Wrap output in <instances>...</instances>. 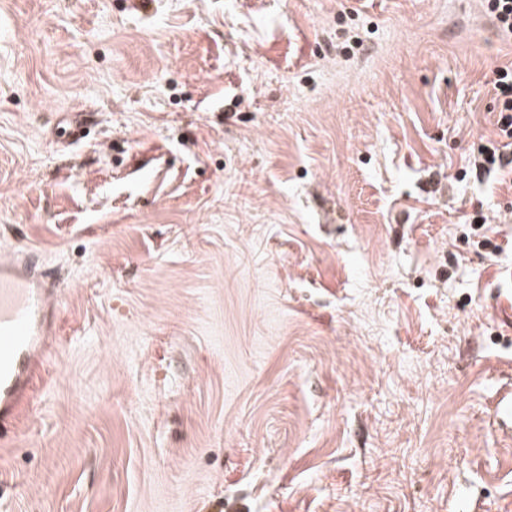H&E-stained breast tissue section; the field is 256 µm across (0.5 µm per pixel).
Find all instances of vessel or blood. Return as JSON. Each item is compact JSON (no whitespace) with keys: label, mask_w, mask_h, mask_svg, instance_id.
<instances>
[{"label":"vessel or blood","mask_w":512,"mask_h":512,"mask_svg":"<svg viewBox=\"0 0 512 512\" xmlns=\"http://www.w3.org/2000/svg\"><path fill=\"white\" fill-rule=\"evenodd\" d=\"M36 253L0 254V434L18 424L53 345L56 305Z\"/></svg>","instance_id":"obj_1"}]
</instances>
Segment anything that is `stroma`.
<instances>
[{"mask_svg":"<svg viewBox=\"0 0 512 512\" xmlns=\"http://www.w3.org/2000/svg\"><path fill=\"white\" fill-rule=\"evenodd\" d=\"M510 63L483 0H0L60 294L0 512H512ZM498 119L496 122L498 140H489L475 158L474 165L483 171H512V63L497 67L493 72Z\"/></svg>","mask_w":512,"mask_h":512,"instance_id":"35a3bbf8","label":"stroma"}]
</instances>
